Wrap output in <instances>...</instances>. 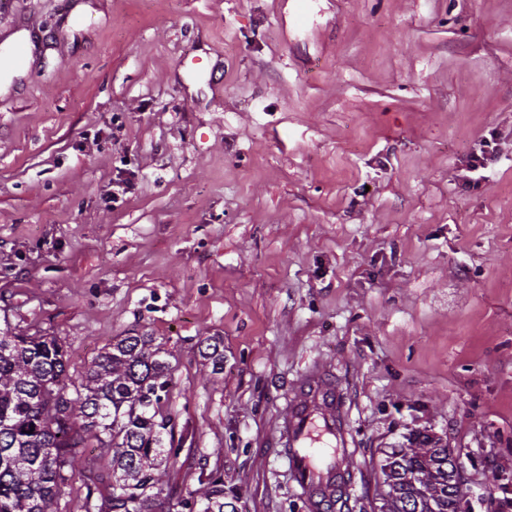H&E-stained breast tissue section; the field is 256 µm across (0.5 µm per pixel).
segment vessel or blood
<instances>
[{
  "mask_svg": "<svg viewBox=\"0 0 512 512\" xmlns=\"http://www.w3.org/2000/svg\"><path fill=\"white\" fill-rule=\"evenodd\" d=\"M279 442L311 512H323L350 481L349 429L340 394L320 367L286 397Z\"/></svg>",
  "mask_w": 512,
  "mask_h": 512,
  "instance_id": "obj_1",
  "label": "vessel or blood"
}]
</instances>
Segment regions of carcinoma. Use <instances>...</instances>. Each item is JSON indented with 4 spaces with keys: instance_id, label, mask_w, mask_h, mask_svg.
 <instances>
[{
    "instance_id": "carcinoma-1",
    "label": "carcinoma",
    "mask_w": 512,
    "mask_h": 512,
    "mask_svg": "<svg viewBox=\"0 0 512 512\" xmlns=\"http://www.w3.org/2000/svg\"><path fill=\"white\" fill-rule=\"evenodd\" d=\"M201 354L224 369L219 343ZM151 336H120L76 383L54 336L0 328V512H59L58 501L83 476L81 512H154L164 503L162 467L180 449L165 444L172 420L164 406L172 366ZM75 396H69V389ZM111 455L107 470L85 464L87 440ZM379 512H462L455 458L428 434L386 454ZM237 512L212 473L175 512Z\"/></svg>"
}]
</instances>
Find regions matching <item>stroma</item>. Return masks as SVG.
Returning a JSON list of instances; mask_svg holds the SVG:
<instances>
[{
	"label": "stroma",
	"mask_w": 512,
	"mask_h": 512,
	"mask_svg": "<svg viewBox=\"0 0 512 512\" xmlns=\"http://www.w3.org/2000/svg\"><path fill=\"white\" fill-rule=\"evenodd\" d=\"M32 19L0 63V312L74 377L162 344L170 493L218 472L238 512H310L276 442L317 365L342 512L419 432L468 512H512V0H0V47Z\"/></svg>",
	"instance_id": "35a3bbf8"
}]
</instances>
